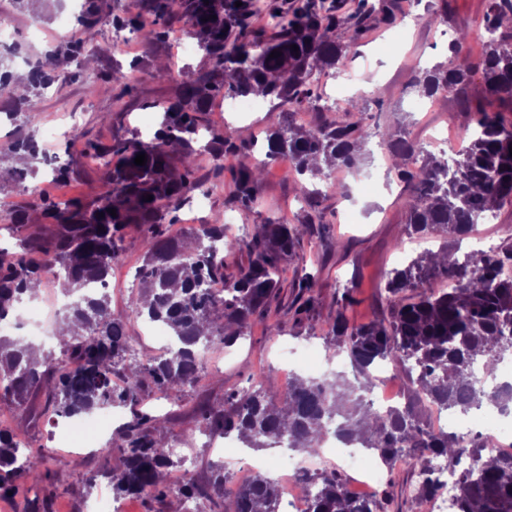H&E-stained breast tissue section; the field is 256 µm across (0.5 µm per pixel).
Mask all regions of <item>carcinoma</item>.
Instances as JSON below:
<instances>
[{"mask_svg": "<svg viewBox=\"0 0 512 512\" xmlns=\"http://www.w3.org/2000/svg\"><path fill=\"white\" fill-rule=\"evenodd\" d=\"M237 1L242 6H235ZM252 7V0H145V14L112 17L116 28L140 32L149 43L168 37L169 20L182 22L212 68L188 81L170 67L157 70L154 77L177 83L179 95L173 102L153 104L162 112L154 139L145 143L132 137L106 145L86 141V154L100 169L94 194L54 199L32 186V205L11 215L15 243L0 248V320L34 292L33 282L56 283L71 298L67 330L58 336L60 355L37 358L33 344L0 336V397L21 402L31 390L42 389L46 411L60 418L108 407L127 409V420L102 451L106 458L119 452L121 467L87 479L90 487L98 476L110 480L115 496L175 494L188 505L220 498L218 491L228 479L221 464L212 467L203 484L191 475L177 487L168 484L166 475L177 462L161 437L163 422L145 409V393L157 389L181 400L205 373L204 349L216 343L230 347L246 336L250 321L264 314L279 288L281 262L314 223L312 217L302 224L269 220L249 241L226 235L218 223L202 224L186 236L165 235L164 224L173 223L169 216L203 187L194 144L204 142L202 151L222 162L255 148L203 123L210 101L223 90L257 94L294 112L317 98L312 72L335 67L370 26L367 0H360L349 16L353 31L344 41L332 37L341 20L318 13L313 0L291 16L276 3L268 5V22L261 28L252 25ZM377 14L387 25L396 23L395 0H379ZM511 16L512 0H488L482 55L457 63L465 41L459 36L450 45L448 63L423 73L415 91L430 99L462 91L477 77L484 97L512 104V39L496 36ZM102 22L99 0H84L74 36L56 53L81 63L98 57ZM274 50L281 56L270 57ZM56 79L35 63L27 94H38ZM362 112L351 100L333 121L307 130L277 127L266 138L263 159L233 169L232 203L252 207L256 185L278 157H288L298 174L310 180H329L335 170L353 168L358 152L374 136L363 125ZM20 116L31 126L37 113L21 111L14 98L0 103L1 118L14 122ZM475 123L446 161L420 145L382 134L398 177L411 190L405 199L409 235L459 242L473 232L476 217L512 203V122L480 110ZM6 151L32 159L40 154L33 135L12 142ZM140 153L147 157L143 166L134 164ZM63 155L52 168L57 181L73 173L69 148H63ZM148 195L152 200H146ZM134 232L146 246L138 296L128 311L115 312L107 294L92 286L105 280L126 236ZM243 250L247 264L235 274L225 273L226 257ZM435 275L448 279V287L429 289L427 281ZM214 284L222 285L223 297L213 295ZM385 292V318L354 327L340 314L329 325L330 344L346 354L358 384L341 376H297L280 406L262 389L234 393L221 407L198 408L203 426L222 436L234 432L248 448L284 445L304 456L316 454L333 434L373 452L390 468L411 453L441 458L453 468L466 453L473 465L458 474V512H512V455L491 452L478 435L463 446L453 434L431 432L411 400L387 410L368 400L372 367L387 362L404 366L415 397L439 410L467 414L488 405L512 414V386L499 383L488 390L474 375L475 365L490 373L512 355L507 349L512 342V238L488 251H473L462 262L446 245L438 254L424 252L393 271ZM138 320L167 325L173 347L165 356L126 367L129 328ZM50 476L43 451L21 447L16 434L0 429V498L28 495ZM422 476L417 502L441 486L436 470L426 466ZM306 480L315 487L308 512H387L374 500L352 497L334 470ZM280 494L278 481L258 472L224 512H276Z\"/></svg>", "mask_w": 512, "mask_h": 512, "instance_id": "obj_1", "label": "carcinoma"}]
</instances>
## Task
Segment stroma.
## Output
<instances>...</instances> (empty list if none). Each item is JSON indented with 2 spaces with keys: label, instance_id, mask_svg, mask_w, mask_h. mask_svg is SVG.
Returning <instances> with one entry per match:
<instances>
[{
  "label": "stroma",
  "instance_id": "1",
  "mask_svg": "<svg viewBox=\"0 0 512 512\" xmlns=\"http://www.w3.org/2000/svg\"><path fill=\"white\" fill-rule=\"evenodd\" d=\"M81 3L63 0L62 5L50 8L44 0H25L17 8L11 0H0V18L6 23L10 44L17 48L11 65L14 73H27L31 62L44 59L60 44L58 17L78 11ZM399 7L403 19L394 26L373 22L355 53L337 71H313L314 91L324 101L358 100L367 127L408 141H427L447 125L466 128L473 115L455 96H438L428 111L413 83L422 69L447 62L448 45L455 37L466 38L464 56L480 57L486 39L487 0H400ZM169 29L171 38L160 43L146 42L139 35L120 43L115 28L102 24L99 40L103 52L93 64L100 75L96 94H86L83 80L76 76L78 62L55 64L54 73L68 74L69 79L31 97L29 106L38 114L34 128L19 121L1 123L0 140L24 136L31 130L39 134L55 124L68 131L80 130L87 138L105 144L147 126L158 129L162 115L155 112L153 104L174 98L177 88L155 80V70L172 64L198 72L211 65L198 49L181 57L175 34L182 25L174 22ZM118 64L133 68L136 80L132 85L113 82L112 69ZM330 116V111L308 105L288 114L267 99L259 111L230 127L245 140L259 141L269 127L290 123L309 128ZM197 175L211 193L210 203L204 208L186 205L179 212L178 223L168 226L169 235L179 237L191 227L220 222L229 234L250 236L257 225L272 218L282 217L292 224L305 223L310 215L317 219L316 224L308 225L294 254L283 261L281 286L268 300L265 315L253 319L246 339L206 353V375L187 388L182 400H169L154 390L148 394V409L165 419L169 429L167 445L188 448L194 458L191 472L204 480L215 456L204 446L210 434L199 421L197 407L222 405L231 393L260 384L278 401L285 368L304 377L333 369L326 333L337 314H344L353 326L381 317L390 272L423 250H438L442 240L436 235L425 239L408 236L403 208L406 187L388 153L380 152L373 142L366 145L358 167L336 173L330 185L319 181L305 184L290 163L270 170L258 183L256 201L248 210L229 204L231 172L216 167L210 155H199ZM144 252L140 236L126 237L112 266L114 311L123 312L132 305L127 284L135 280ZM306 278L313 284L312 301L300 312L294 299L298 283ZM276 322L282 323L283 333L272 331ZM304 344L312 347L314 367H306L295 353L296 347ZM44 405L45 394L37 389L22 403L0 398V427L22 435L32 447L49 450L46 466L52 477L37 489L41 512H89L92 503L111 497L112 491L103 481L86 488L87 477L99 466L120 467V457L79 454L64 441H47L50 420ZM417 479L413 468L398 465L387 471L379 487L366 489L365 494L377 500L390 499L389 512H420L408 494L409 485Z\"/></svg>",
  "mask_w": 512,
  "mask_h": 512
}]
</instances>
